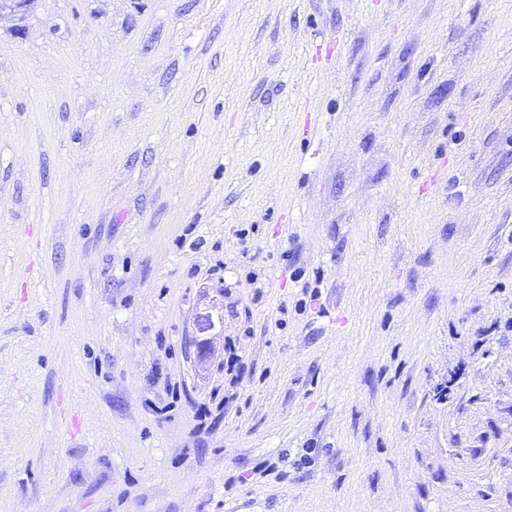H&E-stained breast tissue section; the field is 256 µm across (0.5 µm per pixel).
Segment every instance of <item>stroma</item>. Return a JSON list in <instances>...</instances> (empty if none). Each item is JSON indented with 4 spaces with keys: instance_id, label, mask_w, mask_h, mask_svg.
<instances>
[{
    "instance_id": "35a3bbf8",
    "label": "stroma",
    "mask_w": 512,
    "mask_h": 512,
    "mask_svg": "<svg viewBox=\"0 0 512 512\" xmlns=\"http://www.w3.org/2000/svg\"><path fill=\"white\" fill-rule=\"evenodd\" d=\"M0 512H512V0L0 16Z\"/></svg>"
}]
</instances>
